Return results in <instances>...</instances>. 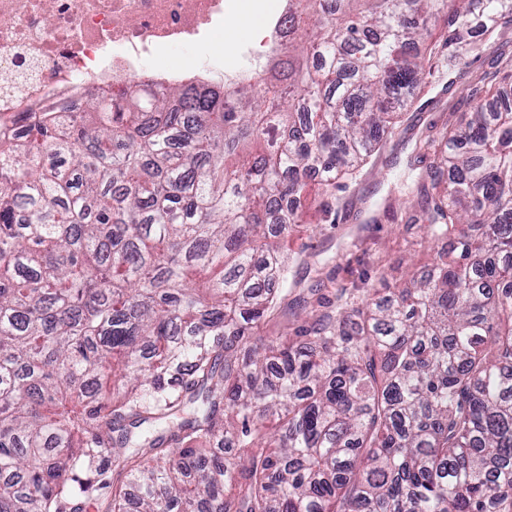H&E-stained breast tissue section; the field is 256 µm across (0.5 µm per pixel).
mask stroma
<instances>
[{
  "label": "stroma",
  "instance_id": "35a3bbf8",
  "mask_svg": "<svg viewBox=\"0 0 512 512\" xmlns=\"http://www.w3.org/2000/svg\"><path fill=\"white\" fill-rule=\"evenodd\" d=\"M239 3L251 14L250 25L225 26L195 48L163 53L162 62L189 69L199 55L208 54L221 58L230 70L247 65L253 28L279 13L285 0ZM447 22L443 16L430 27L427 42L434 50L425 63L422 84L401 117L400 137L387 141L334 198L323 199L314 186L302 198L304 218L313 229L292 236L287 245L289 253L300 257L292 273L301 285L288 292L289 317L265 322L260 335L293 332L302 289L314 278H321L322 292L329 297L341 287L362 291L377 287L378 273L386 266L391 269L390 280L396 281L433 264L437 246L423 238L418 207L399 203L400 190L411 174L415 141L429 124H443L452 113L459 117L469 113L487 85L495 82L500 60L512 57V21H497L475 37L473 46L462 48L440 43Z\"/></svg>",
  "mask_w": 512,
  "mask_h": 512
}]
</instances>
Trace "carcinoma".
Instances as JSON below:
<instances>
[{
  "instance_id": "1",
  "label": "carcinoma",
  "mask_w": 512,
  "mask_h": 512,
  "mask_svg": "<svg viewBox=\"0 0 512 512\" xmlns=\"http://www.w3.org/2000/svg\"><path fill=\"white\" fill-rule=\"evenodd\" d=\"M503 4L289 0L288 80L93 93L0 145V512H512V106L415 143L430 269L258 334L308 180L397 134L433 19L462 44Z\"/></svg>"
}]
</instances>
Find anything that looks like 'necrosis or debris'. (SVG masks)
Listing matches in <instances>:
<instances>
[{
    "label": "necrosis or debris",
    "instance_id": "1",
    "mask_svg": "<svg viewBox=\"0 0 512 512\" xmlns=\"http://www.w3.org/2000/svg\"><path fill=\"white\" fill-rule=\"evenodd\" d=\"M234 0H0V137L53 112L79 118L88 89L183 85L166 50L200 45Z\"/></svg>",
    "mask_w": 512,
    "mask_h": 512
}]
</instances>
